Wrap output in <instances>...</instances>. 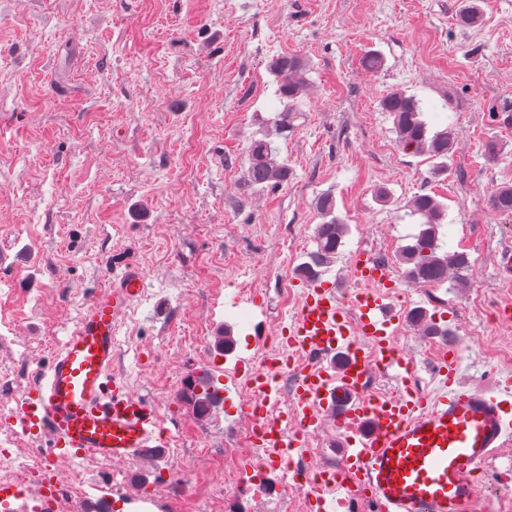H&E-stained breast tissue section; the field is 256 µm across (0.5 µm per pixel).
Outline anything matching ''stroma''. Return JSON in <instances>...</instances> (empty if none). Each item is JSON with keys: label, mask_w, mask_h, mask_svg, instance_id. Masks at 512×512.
I'll list each match as a JSON object with an SVG mask.
<instances>
[{"label": "stroma", "mask_w": 512, "mask_h": 512, "mask_svg": "<svg viewBox=\"0 0 512 512\" xmlns=\"http://www.w3.org/2000/svg\"><path fill=\"white\" fill-rule=\"evenodd\" d=\"M462 6L0 0V406L14 407L93 294L134 264L145 288L117 326L113 370L158 407L172 436H198L197 447L173 444L154 459H59L57 512H209L219 491L195 450H223L246 423L226 403L196 415L180 393L187 379L232 374L262 336L288 326L296 308L280 279L293 277L302 294L295 270L315 248L316 199L329 188L348 233L325 275L344 281L356 250L395 261L420 229L408 214L415 195L446 206L440 238L468 253L466 282L436 288L400 275L397 287L410 309L440 317L466 381L488 388L512 375V362L485 356L491 343L512 349V287L495 267L512 246V216L488 202L491 188L512 185V0H481L467 27ZM368 51L384 59L378 72L360 65ZM282 53L308 65L302 117L285 139L268 123L280 107L269 61ZM394 89L420 101L431 129L455 127L447 171L401 149L379 107ZM264 133L293 177L258 191L244 179L246 147ZM491 144L501 149L494 160ZM380 187L388 202L376 200ZM257 263L265 278H254ZM480 315L484 332L468 334ZM199 325L205 342L186 343ZM226 329L236 341L228 353L215 347ZM399 345L432 390L442 339L411 325ZM49 451L0 418V474Z\"/></svg>", "instance_id": "35a3bbf8"}]
</instances>
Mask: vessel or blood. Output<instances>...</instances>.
I'll return each instance as SVG.
<instances>
[{"mask_svg":"<svg viewBox=\"0 0 512 512\" xmlns=\"http://www.w3.org/2000/svg\"><path fill=\"white\" fill-rule=\"evenodd\" d=\"M367 297L336 284H308L288 327L298 375L290 403L304 428L327 425L349 439L340 456L341 479L332 489L312 492L314 512H344L354 490L368 494L378 512H493L479 476L495 453L512 442V376L487 389L467 383L456 354L440 369L441 388L427 396L405 390L416 363L397 351L395 339L407 319L397 309L392 266L363 250L350 261ZM143 278L129 265L115 284L98 291L64 337L49 366L9 411L26 435H44L59 454L121 462L155 455L169 447L171 433L156 406L129 391L112 370L116 327L142 292ZM398 384L393 397L366 404L361 396L373 368ZM260 440L277 453L305 442L275 420L264 421ZM36 489L0 482V512H52L58 484L46 462Z\"/></svg>","mask_w":512,"mask_h":512,"instance_id":"vessel-or-blood-1","label":"vessel or blood"}]
</instances>
